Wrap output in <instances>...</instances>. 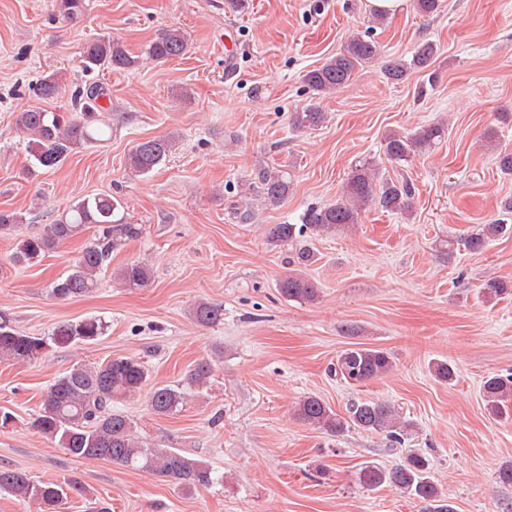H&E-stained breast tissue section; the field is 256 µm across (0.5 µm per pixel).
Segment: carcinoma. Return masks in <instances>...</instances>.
I'll return each mask as SVG.
<instances>
[{
	"instance_id": "obj_1",
	"label": "carcinoma",
	"mask_w": 512,
	"mask_h": 512,
	"mask_svg": "<svg viewBox=\"0 0 512 512\" xmlns=\"http://www.w3.org/2000/svg\"><path fill=\"white\" fill-rule=\"evenodd\" d=\"M59 13L67 18L82 14L85 0H56ZM185 34L177 28L160 31L149 44L146 54L157 62H166L184 54ZM437 47L430 42L417 46L411 60L391 58L381 66L383 77L393 83L407 78L413 69L431 66ZM380 57L379 44L370 37L356 33L340 53L328 58L321 66L308 71L304 80L318 93H335L347 87L355 71ZM83 69L96 71H125L137 64V58L118 42L99 37L85 44ZM59 77L51 73L37 84L35 93L51 98L58 93ZM106 90L93 81L71 90L73 112H50L32 107L17 114L15 126L27 140L32 166L51 169L73 153L89 145L112 138V123L107 109L100 104ZM292 125L298 129L312 128L325 121V113L316 108L295 112ZM447 127L433 124L408 133L386 135L385 154L396 163L429 150L444 138ZM172 138H154L138 142L128 154L129 169L146 175L160 165L171 148ZM255 184L266 205L281 204L292 184L288 172L259 167ZM414 195L408 180L387 178L371 163H362L351 170L341 196L329 205L307 209L299 225L312 234L336 230L358 223L362 209L373 204L392 214L409 210ZM121 202L109 194L84 198L65 210L48 225L46 233L20 239L13 254L17 263L35 265L61 243L81 235L96 225L95 233L87 240L81 255L68 269L50 284V293L60 299L82 297L98 287L99 274L112 262V251L123 239H135L142 234V225L129 224L119 216ZM25 223L21 212L0 211V233L10 234ZM295 224H272L267 233L274 246L297 238ZM512 233V226L493 222L481 224L463 237L444 241L448 257L466 250L482 251L495 237ZM318 261L317 255L306 247L294 252L293 269L278 280L280 295L287 301L312 303L320 288L306 276L305 269ZM153 269L142 262L127 263L117 269L115 279L128 288L149 284ZM191 316L203 326L224 320V309L209 301L195 303ZM105 324L96 317L76 323H64L49 336L21 332L6 317L0 316V360L16 363L32 361L53 349H65L77 344L90 345L104 334ZM393 367L390 354L381 348L354 346L337 355L334 373L349 384L361 385L388 373ZM211 364L201 361L177 385L155 384L147 393V407L158 416H168L184 405L187 390L200 389L210 381ZM149 379L144 362L131 357H113L93 366L76 364L55 380L44 396L39 409L32 415L30 426L55 443L69 456L78 460H105L138 471L151 472L167 479L185 493L207 489L216 483L215 471L205 460L192 458L178 448H151L134 435V422L117 404L139 394ZM483 397L490 413L503 417L512 412V372L496 374L483 384ZM298 420L317 427L330 435L349 429L383 432L396 442L408 435L412 423L403 419L394 405L385 401H357L347 407V415L339 416L317 395L300 400L296 407ZM359 482L368 489L383 485L393 487L423 504L422 512H456L442 497L431 478L429 460L419 454L409 455L404 463L385 469L376 465L360 468ZM0 489L24 501L37 503L41 512H57L68 493H82L85 488L74 481L35 480L24 471L0 468Z\"/></svg>"
}]
</instances>
